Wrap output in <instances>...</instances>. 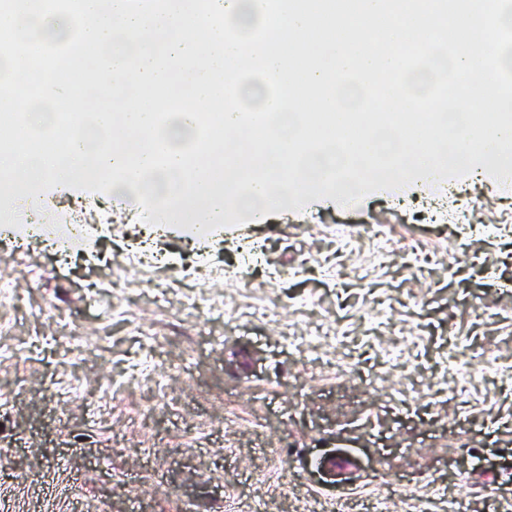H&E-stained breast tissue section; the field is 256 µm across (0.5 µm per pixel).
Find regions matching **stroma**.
Returning a JSON list of instances; mask_svg holds the SVG:
<instances>
[{
    "instance_id": "35a3bbf8",
    "label": "stroma",
    "mask_w": 512,
    "mask_h": 512,
    "mask_svg": "<svg viewBox=\"0 0 512 512\" xmlns=\"http://www.w3.org/2000/svg\"><path fill=\"white\" fill-rule=\"evenodd\" d=\"M447 203L467 223L382 192L351 213L311 198L305 213L206 234L171 227L163 268L131 260L142 219L130 197L67 265L0 233V280L20 295L0 307L12 328L0 338V512H310L387 468L391 512L411 491L442 512L471 484L483 492L467 512H499L512 503V193L457 180ZM376 224L392 225L391 242ZM414 240L430 262L404 263ZM247 242L264 246L271 275L237 277ZM181 292L213 312L187 314ZM251 306L302 335L332 315L357 378L337 387L328 342L293 348L244 316Z\"/></svg>"
}]
</instances>
